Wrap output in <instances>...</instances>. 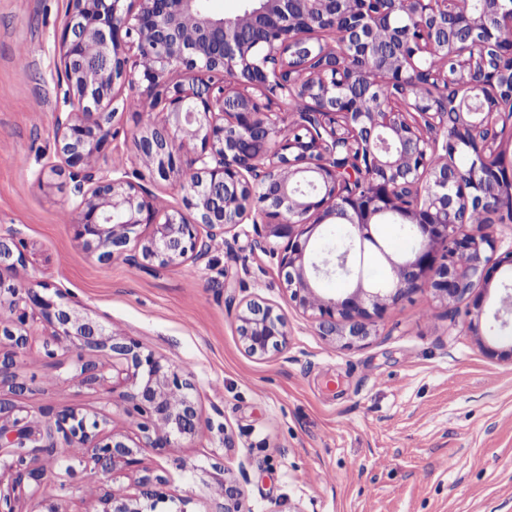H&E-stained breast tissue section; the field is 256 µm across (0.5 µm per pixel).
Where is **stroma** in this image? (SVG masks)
I'll list each match as a JSON object with an SVG mask.
<instances>
[{"label": "stroma", "mask_w": 512, "mask_h": 512, "mask_svg": "<svg viewBox=\"0 0 512 512\" xmlns=\"http://www.w3.org/2000/svg\"><path fill=\"white\" fill-rule=\"evenodd\" d=\"M68 0H0V235L24 244L26 263L0 270L71 294L81 312L156 356L191 371L201 435L143 453L113 487L134 492L162 475L166 512H215L223 471L246 467L247 512H512V361L487 356L463 312L430 292L408 295L372 325L360 347L329 345L290 301L276 258L251 236L216 241L197 267L101 264L73 238L68 177L39 174L53 161L58 41ZM130 105L99 155L101 168L140 167L132 136L151 100L124 87ZM261 299L288 318V348L245 352L240 305ZM78 353L19 356L23 390L0 397L40 420L75 408L105 414L132 435L119 394L77 378Z\"/></svg>", "instance_id": "obj_1"}]
</instances>
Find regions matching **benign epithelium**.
Instances as JSON below:
<instances>
[{
    "label": "benign epithelium",
    "instance_id": "benign-epithelium-1",
    "mask_svg": "<svg viewBox=\"0 0 512 512\" xmlns=\"http://www.w3.org/2000/svg\"><path fill=\"white\" fill-rule=\"evenodd\" d=\"M207 2L70 0L58 47L68 109L54 113L62 162L49 170L69 168L77 242L103 264L184 267L204 260L226 234L237 238L250 219L265 229L255 247L283 240L278 268L290 300L329 343L359 346L370 322L423 290L465 304L468 329L481 335L485 292L501 269L512 271V248L500 251L490 224L468 230L466 216L476 208L512 217L504 206L512 182L503 178L497 145L500 120L512 118V0H480L478 12L464 0H243L230 16L211 13ZM318 31L338 43L323 44L313 37ZM490 49L492 67L461 79L429 65L439 57L459 72ZM370 58L379 63L374 83L363 67ZM177 72L184 79H171ZM126 85L163 105L162 118L141 123L133 137L145 174L98 165ZM461 145L472 156L464 169L456 162ZM147 178L172 183L195 217L160 205ZM255 200L263 207L254 211ZM389 214L413 225L418 240L399 263L397 285L373 288L360 277L351 293L320 295L311 284L323 272L310 250L314 233L340 226L363 247L377 242L374 228ZM142 224L152 226L146 236L136 233ZM24 263L23 242L0 239V267ZM56 296L63 294L0 278V305L11 312L0 320V385L21 387L12 369L27 349L30 308L55 328L44 357L55 358L58 348L109 351L106 365L82 364V382L103 384L112 370V389H129L124 412L141 440L130 445L107 430L105 417L69 410L57 415L39 452L54 459V432L61 433L74 455L58 462L72 474L89 456L94 480L84 478V487L101 512H157L170 500L163 477L141 478L133 494L98 491L116 472L137 469L142 452L161 454L202 432L196 381ZM237 322L252 356L288 347V320L264 301L246 302ZM13 412L0 398V469L13 473L0 490V512H17L26 490L40 492L46 471L28 460L34 421ZM246 481L241 465L216 482L220 512H243Z\"/></svg>",
    "mask_w": 512,
    "mask_h": 512
}]
</instances>
